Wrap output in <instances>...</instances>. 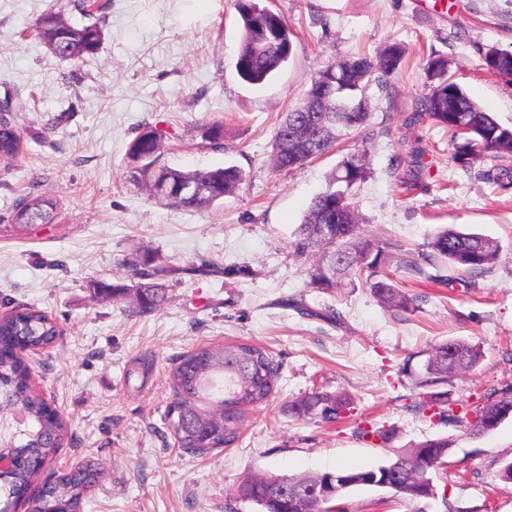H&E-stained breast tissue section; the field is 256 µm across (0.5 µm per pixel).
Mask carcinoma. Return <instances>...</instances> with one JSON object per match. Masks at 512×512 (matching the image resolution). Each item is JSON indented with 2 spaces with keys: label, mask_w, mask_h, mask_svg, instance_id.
Segmentation results:
<instances>
[{
  "label": "carcinoma",
  "mask_w": 512,
  "mask_h": 512,
  "mask_svg": "<svg viewBox=\"0 0 512 512\" xmlns=\"http://www.w3.org/2000/svg\"><path fill=\"white\" fill-rule=\"evenodd\" d=\"M87 22L79 27L59 23L56 12L43 14L36 31L53 54L76 61L98 53L103 40L102 20L88 11L92 0H77ZM242 26L236 70L252 85L264 83L288 61L294 32L280 14L256 0H238ZM405 51L394 43L377 57L346 56L322 67L312 79L302 102L286 113L272 142L271 162L278 171L294 170L328 153L343 130L369 125L372 116L366 91L374 80L398 71ZM493 74L512 75V52L490 49L483 58ZM425 73L437 81L429 94L415 103L410 120L430 121L448 128L453 159L466 163L478 153L512 158V127L500 124L483 111L448 77V59L430 56ZM466 118L470 132L457 131V118ZM22 149L21 134L0 112V154L13 158ZM162 136L150 129L129 145L128 157L134 178L159 201L181 208L202 210L232 194L242 183L240 169L231 165L206 171H182L161 163ZM366 150L346 154L338 163L326 191L316 196L291 243L297 258L318 253H340L342 264L332 273L323 271L317 259L307 271L309 285L331 291L356 275L365 279L374 297L388 307L406 309L414 300L402 293L384 273L388 246L360 235L351 189L368 173ZM486 180L512 185V169L500 166L484 172ZM198 187L194 195L183 188ZM56 201L45 194L30 195L14 208L17 231L39 224H53ZM425 262L437 257L473 275L488 271L498 260L499 248L490 239L444 228L427 243ZM124 267L144 278L135 288L136 312L146 314L166 301V289L158 280L177 268L155 256L136 252ZM94 296L122 299L130 288L121 283L95 282ZM61 330L54 318L34 306L24 307L0 319V459L12 462L0 475V512H14L26 494H35L37 512H83L85 502L102 477L101 468L87 461L55 480L38 484L45 465L52 462L66 435L60 412L30 385V368L24 351L52 347ZM480 350L463 340H448L427 352L419 368L405 361L402 372L417 388L425 390V404L438 409L439 419L463 425L472 432L487 433L512 419V394L488 399L472 410L473 417H460L448 407L444 387L480 362ZM171 400L167 420L179 448L195 456L234 444L246 410L269 400L277 387L278 366L268 352L240 341L200 346L182 355L170 370ZM349 405L348 398L313 391L293 403L297 417L334 422ZM452 440L446 436L427 439L399 451L387 462L365 470L337 469L312 475L250 474L242 479L235 496L260 507L261 512H335L333 502L359 487L393 491L409 501L424 500L428 474L444 464Z\"/></svg>",
  "instance_id": "cac0c4a2"
}]
</instances>
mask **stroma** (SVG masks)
<instances>
[{
	"label": "stroma",
	"instance_id": "obj_1",
	"mask_svg": "<svg viewBox=\"0 0 512 512\" xmlns=\"http://www.w3.org/2000/svg\"><path fill=\"white\" fill-rule=\"evenodd\" d=\"M104 41L96 56L55 57L34 28L47 10L74 25V0H0V101L23 136V151L0 161V314L34 305L55 317L59 344L28 357L41 392L71 426L48 473L85 461L104 469L85 512H258L235 498L248 474L302 475L376 466L411 444L445 436L452 448L431 477L436 498L413 504L358 489L342 512H512V420L474 435L421 410L401 368L411 355L462 339L479 365L447 386L456 414L512 387V187L485 180L489 155L462 165L445 128L410 124L429 93L430 54L485 112L512 127V78L488 72L483 55L512 50V0H260L294 30L288 62L260 86L235 69L242 28L236 0H98ZM405 47L401 68L367 90L370 129L344 133L334 153L280 172L272 139L323 65ZM224 125L219 144L208 128ZM160 132L163 164L183 171L237 166L244 181L222 203L177 209L133 180L127 152L144 129ZM368 151L370 173L352 188L361 233L393 246L387 272L409 309L380 304L360 279L324 293L309 287L307 262L291 252L313 198L349 152ZM52 195L55 223L15 231L11 214L28 192ZM495 241L499 259L474 277L438 265L440 283L421 282L399 258L419 260L444 227ZM148 252L176 267L167 300L146 315L131 299L94 297L90 285L121 280ZM206 258L217 273L187 274ZM300 296L304 310L284 306ZM248 340L279 364L270 401L247 411L238 441L197 457L168 430L167 375L193 347ZM153 358L145 388L127 374ZM344 392L348 413L325 424L297 418L292 403L312 390ZM391 434L381 442L379 432Z\"/></svg>",
	"mask_w": 512,
	"mask_h": 512
}]
</instances>
